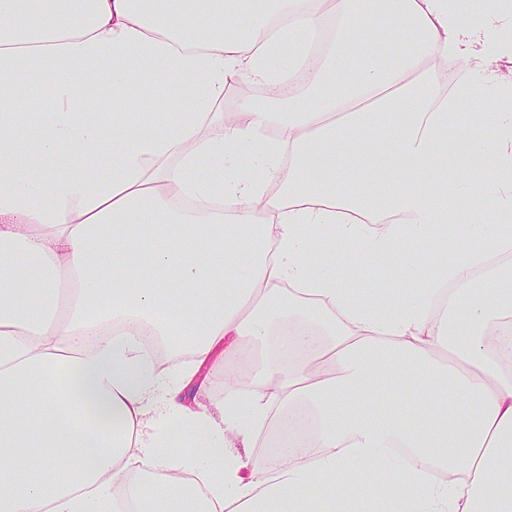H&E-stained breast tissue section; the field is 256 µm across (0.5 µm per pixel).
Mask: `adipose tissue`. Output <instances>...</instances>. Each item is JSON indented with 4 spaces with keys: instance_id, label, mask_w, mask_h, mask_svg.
<instances>
[{
    "instance_id": "adipose-tissue-1",
    "label": "adipose tissue",
    "mask_w": 512,
    "mask_h": 512,
    "mask_svg": "<svg viewBox=\"0 0 512 512\" xmlns=\"http://www.w3.org/2000/svg\"><path fill=\"white\" fill-rule=\"evenodd\" d=\"M503 58L499 0H0V512H512ZM297 61L306 96L222 111ZM452 128L492 168L460 176ZM385 154L397 178L353 190ZM340 250L405 288L359 301ZM219 347L247 373L216 416L179 394ZM302 413L307 443L255 451ZM243 85H247L251 89L250 94H245L241 90ZM269 92V88L256 86L247 81L230 82L224 87V112L234 109L244 99H263Z\"/></svg>"
}]
</instances>
